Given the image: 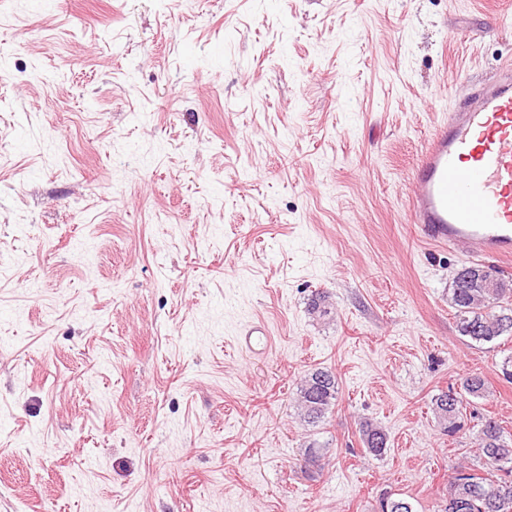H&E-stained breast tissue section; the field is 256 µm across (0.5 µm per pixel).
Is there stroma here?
Returning a JSON list of instances; mask_svg holds the SVG:
<instances>
[{
    "mask_svg": "<svg viewBox=\"0 0 512 512\" xmlns=\"http://www.w3.org/2000/svg\"><path fill=\"white\" fill-rule=\"evenodd\" d=\"M510 14L0 0V512H442L476 431L448 438L433 396L483 373L474 410L512 433V337L461 336L448 288L512 259L428 244L410 175L512 62ZM260 319L254 359L235 338ZM315 368L339 393L312 427L294 394ZM360 439L363 446L373 455H383L388 446L385 430L370 421H364L360 428Z\"/></svg>",
    "mask_w": 512,
    "mask_h": 512,
    "instance_id": "1",
    "label": "stroma"
}]
</instances>
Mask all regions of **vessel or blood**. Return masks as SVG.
I'll use <instances>...</instances> for the list:
<instances>
[{"mask_svg":"<svg viewBox=\"0 0 512 512\" xmlns=\"http://www.w3.org/2000/svg\"><path fill=\"white\" fill-rule=\"evenodd\" d=\"M409 219L438 246L477 257L512 258V65L475 85L428 139L411 174ZM272 345L267 325L242 329L238 348L260 356Z\"/></svg>","mask_w":512,"mask_h":512,"instance_id":"1","label":"vessel or blood"}]
</instances>
